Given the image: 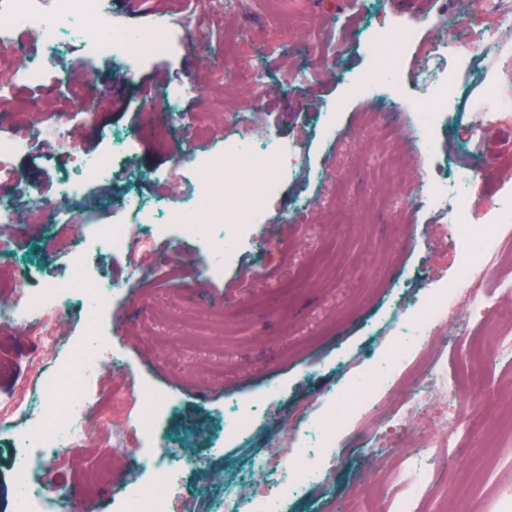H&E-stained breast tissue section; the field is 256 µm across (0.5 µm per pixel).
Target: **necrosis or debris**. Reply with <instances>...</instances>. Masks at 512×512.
I'll list each match as a JSON object with an SVG mask.
<instances>
[{"instance_id":"4bbe7bcc","label":"necrosis or debris","mask_w":512,"mask_h":512,"mask_svg":"<svg viewBox=\"0 0 512 512\" xmlns=\"http://www.w3.org/2000/svg\"><path fill=\"white\" fill-rule=\"evenodd\" d=\"M476 14L474 0H461L455 21L442 19L431 24V59L420 69L418 82L436 101H447L455 91V82L435 66L434 60L458 53L462 39L457 31L470 24ZM22 32L42 47L40 58H29L14 71L16 83L28 86L45 82L56 49L67 35L89 36L86 65L90 68L105 55H119L133 63L168 54L172 48L170 22L159 23L147 33L131 35L113 23L105 0H0V43L13 42ZM418 36L419 28L414 24L369 30L362 41L373 66L367 76L351 82V91L385 77L401 78L402 62ZM476 81L486 92L465 112L466 142L478 145L481 158H495L500 140L512 138V128L504 127L502 121L503 115L512 110V101L495 93L502 81L501 72L482 71ZM494 129L500 132L496 141L488 137ZM28 146L29 140L24 136L0 139V224L4 226L19 225L14 199L21 195L28 196L30 203L48 216L57 215L63 201L81 197L89 182L111 175L128 142L118 138L103 153L73 156L62 197L56 201L27 189L12 166V158ZM285 157V149L275 139L256 142L249 124L237 123L224 134L223 156L196 166L197 192L201 197L196 211L168 209L164 212L165 222L155 223L150 218L151 205L137 195H125L119 207L132 216V223L110 224L67 241L70 276L66 281L35 286L28 272L18 273L9 298L0 301V320L31 336L37 353L28 363L29 379L19 380L13 394L0 401V435L11 441L18 483L15 512H74V501L47 480L53 464L66 457L71 448L99 434L108 435L113 447H123L130 428L142 439L138 471L144 479L123 483L121 495L112 500V512H169L172 497L184 493L182 475L187 463L166 450L165 422L179 402L177 394H160L145 383L121 390L119 399L138 401L143 409L131 426L112 424L109 415L101 411L100 396L92 384L102 368L119 365V356L110 353L104 343L95 342V329H88L87 341L74 344L58 333L56 324L71 313L76 303L87 320H94L125 293L121 281L101 279L88 268L84 260L87 241L120 252L135 244L148 246L173 229L180 239L203 241L213 249L226 250L229 241L246 238L255 215L274 197L278 176L285 170ZM472 171V165L453 163L436 183L406 186L413 199L448 203L449 228L463 253L449 286L435 289L423 304L397 312L408 338L393 343L386 358L393 367L402 369L408 386L378 373L358 383L339 381L332 392L335 408L323 416L313 408L297 417L277 443L243 465L232 479L222 482L217 493L205 497V512H274L276 506L300 494L319 477V463L335 447L348 415H362L369 424L368 435L373 438L386 424L384 408L410 415L436 398V390L427 388L426 381L446 356L439 341L441 314L454 310L464 320L493 313L504 297L512 295V276L500 275L492 280L484 267L486 261L500 253L502 237L512 234V185H499L494 193L483 196L486 224L482 230H474L469 222L473 193L455 189L458 183L472 182ZM278 391V386L271 383L251 403L232 405L224 417L223 439L247 444L267 397ZM469 430L468 420L458 419L441 425L436 435L422 440L421 452H405L413 478L407 492L397 500L396 512H415V498L431 473L447 465L444 448L456 447Z\"/></svg>"}]
</instances>
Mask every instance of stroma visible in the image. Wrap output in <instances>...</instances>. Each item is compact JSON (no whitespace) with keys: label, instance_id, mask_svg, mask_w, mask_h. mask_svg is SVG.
Instances as JSON below:
<instances>
[{"label":"stroma","instance_id":"stroma-1","mask_svg":"<svg viewBox=\"0 0 512 512\" xmlns=\"http://www.w3.org/2000/svg\"><path fill=\"white\" fill-rule=\"evenodd\" d=\"M107 4L130 31L186 12L193 13L194 24L175 27L169 55L135 67L118 56L100 59L93 72L97 95L64 82L85 63L83 42L71 38L45 86L13 85L12 94L0 98L2 135L15 133L13 114L31 112L65 129L82 152L99 151L116 131L130 139L123 166L63 206L58 233H68L73 223L94 228L119 222L118 202L131 190L152 204L193 210L194 168L181 159L218 156L225 129L240 114L252 116L257 139L279 140L294 159L264 221L240 243L222 279L207 276L211 252L199 244L191 247L190 271L170 276L157 259L179 260L181 247L172 236L156 239L148 250H85L88 266L102 278H126L133 266L144 273L131 281L128 297L98 320L105 343L124 357L122 370L100 373L99 391L111 394L119 380L177 391L180 404L166 428L170 444L188 456L205 455L212 470L232 475L249 451L220 441L227 401H248L268 377L281 380L283 393L267 403L252 433L253 446L269 442L284 418L324 401L337 379L381 364L395 336L396 305L423 302L455 277L462 251L447 214L419 209L406 192L381 187L388 146L411 149L413 128L435 106L415 81L429 40L420 38L409 52L399 88L353 94L325 63L334 49L336 67L347 76H362L371 67L365 47L352 40L336 46L337 24L357 17L343 0H141L135 10L128 0ZM246 59L265 63L268 95L257 106L239 70ZM154 74L161 82L149 104L139 86ZM172 84L189 87V94L168 102ZM117 94L127 99L129 111H114ZM339 100L344 107L333 112ZM330 117L337 136L326 144L322 127ZM463 137L459 126L435 130L424 165H409L408 177L440 179L445 160L463 152ZM12 165L51 199L71 170L66 154L45 151L37 138ZM299 199L310 200L307 211L295 210ZM370 199L376 205L369 221L359 223ZM18 203L27 209V224L22 239L11 243L16 267L0 266V297L9 295L17 270L29 271L36 283L68 274L67 258L43 246L47 217L26 198ZM34 352L27 336L0 322V399L13 392ZM483 390L486 403L476 426L451 449L447 471L417 503V512H512V349L487 363ZM408 433L407 422L393 421L373 446L361 439L357 421H349L322 480L288 499L282 512H325L333 502L349 512H389L391 489L405 482L408 468L388 447ZM138 451L133 431L120 450L92 438L49 478L68 493L84 494V469L105 456L116 474L100 491L108 497L118 479L131 474ZM453 485L458 493H450Z\"/></svg>","mask_w":512,"mask_h":512}]
</instances>
